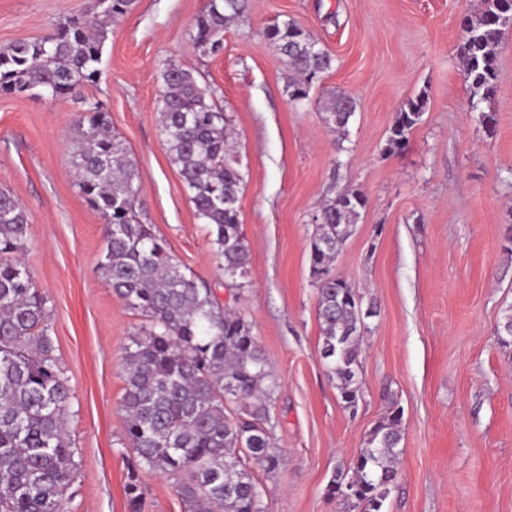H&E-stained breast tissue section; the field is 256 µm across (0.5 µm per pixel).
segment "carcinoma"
Here are the masks:
<instances>
[{"instance_id": "1", "label": "carcinoma", "mask_w": 512, "mask_h": 512, "mask_svg": "<svg viewBox=\"0 0 512 512\" xmlns=\"http://www.w3.org/2000/svg\"><path fill=\"white\" fill-rule=\"evenodd\" d=\"M134 0H93L94 15L60 22L34 40L0 44V93L64 96L101 75L109 27ZM244 0H208L195 18L192 38L207 56L224 51V28L239 18ZM512 27V0H484L462 21L458 54L470 97L486 100L497 88L504 31ZM283 49L292 101L308 100L313 82L334 58L292 20L265 31ZM156 106L170 161L178 169L198 219L213 226L212 243L230 285L240 290L249 274V247L239 221L243 174L228 147L231 119L219 89L197 72L164 67ZM427 106L421 93L397 112L385 151H403ZM328 124L344 134L354 98L329 94ZM81 137L72 154L77 185L99 212L104 247L98 270L113 292L141 318L122 356L125 440L133 454L125 492L129 512H141L140 475L161 472L174 480L187 512H269L247 469L270 473L283 462L267 425L276 383L252 334L251 323L222 305L216 287L185 272L167 242L138 212V165L112 127L104 104L87 102L77 118ZM365 196L348 189L321 205L310 252L322 342L319 356L345 408L359 400L360 351L373 307L333 272L336 250L349 237ZM32 218L10 193L0 191V512H65V495L78 470L65 432L73 399L49 334L47 298L21 258ZM501 345L512 344V307L497 326ZM235 406L238 415L225 410ZM393 408L369 433L349 472L328 486L332 497L360 512H382L398 474L399 426Z\"/></svg>"}]
</instances>
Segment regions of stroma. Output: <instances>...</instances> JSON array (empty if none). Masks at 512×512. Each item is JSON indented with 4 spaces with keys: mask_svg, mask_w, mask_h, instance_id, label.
Here are the masks:
<instances>
[{
    "mask_svg": "<svg viewBox=\"0 0 512 512\" xmlns=\"http://www.w3.org/2000/svg\"><path fill=\"white\" fill-rule=\"evenodd\" d=\"M204 3L134 0L110 28L99 81L79 94H0V187L32 217L24 257L48 299L74 395L66 427L80 468L70 512H129L122 352L140 322L99 274L104 221L72 172L76 118L92 99L137 161L143 222L246 316L277 383L271 441L285 462L270 474L252 470L269 512H348L327 486L393 400L403 410L401 454L383 512H512V349L496 335L512 307V30L497 92L475 108L457 46L480 0H248L215 58L191 38ZM90 6L0 0V44L39 38ZM286 20L336 60L304 106L291 101L288 72L265 37ZM168 63L219 88L232 118L250 252L237 298L163 141L156 95ZM330 92L356 100L342 140L326 122ZM421 93L427 107L406 148L385 153L397 112ZM483 111L497 116L494 134ZM352 188L367 204L335 271L376 311L353 411L319 359L309 262L313 214ZM142 482L143 512H185L171 478Z\"/></svg>",
    "mask_w": 512,
    "mask_h": 512,
    "instance_id": "stroma-1",
    "label": "stroma"
}]
</instances>
